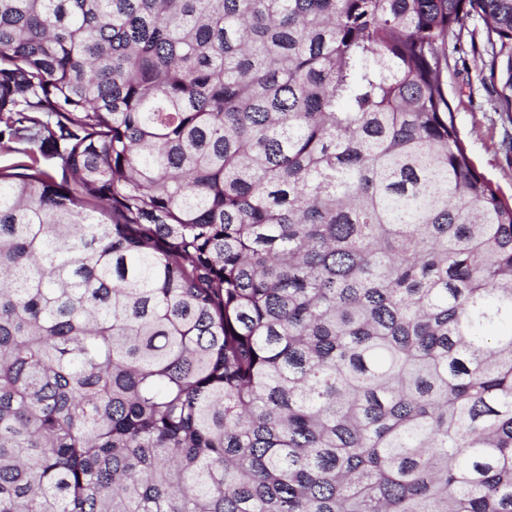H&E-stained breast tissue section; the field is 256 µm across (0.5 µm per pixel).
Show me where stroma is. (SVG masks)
<instances>
[{"mask_svg": "<svg viewBox=\"0 0 512 512\" xmlns=\"http://www.w3.org/2000/svg\"><path fill=\"white\" fill-rule=\"evenodd\" d=\"M486 26L470 17L462 36L448 38L445 89L453 106L455 123L467 155L479 172L512 196V117L500 112L490 83V58L484 52ZM26 142L0 137V168L30 163L60 177V161L52 155L30 159Z\"/></svg>", "mask_w": 512, "mask_h": 512, "instance_id": "obj_1", "label": "stroma"}]
</instances>
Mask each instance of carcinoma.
Returning a JSON list of instances; mask_svg holds the SVG:
<instances>
[{
    "mask_svg": "<svg viewBox=\"0 0 512 512\" xmlns=\"http://www.w3.org/2000/svg\"><path fill=\"white\" fill-rule=\"evenodd\" d=\"M473 15L509 114L512 0H0V512H512ZM485 39L486 26L479 16L467 20L460 40L455 35L448 36L445 89L468 157L510 199L512 117L499 112L489 79L490 57L483 50ZM29 145L17 138H10L8 133L0 138V168L11 169L10 172H23V170L16 169L18 165H31L32 160L25 150H28ZM11 167V168H10Z\"/></svg>",
    "mask_w": 512,
    "mask_h": 512,
    "instance_id": "carcinoma-1",
    "label": "carcinoma"
}]
</instances>
